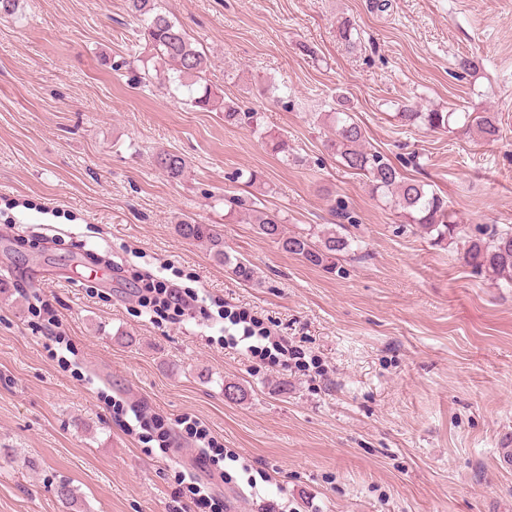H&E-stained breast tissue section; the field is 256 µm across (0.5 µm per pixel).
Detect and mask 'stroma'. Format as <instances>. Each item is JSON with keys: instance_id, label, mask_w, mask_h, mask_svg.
Wrapping results in <instances>:
<instances>
[{"instance_id": "1", "label": "stroma", "mask_w": 512, "mask_h": 512, "mask_svg": "<svg viewBox=\"0 0 512 512\" xmlns=\"http://www.w3.org/2000/svg\"><path fill=\"white\" fill-rule=\"evenodd\" d=\"M159 3L257 126L163 78L137 83L150 51L126 0H21L0 19V512L188 503L193 445L162 458L116 419V398L168 427L195 417L241 455L225 477L200 474L226 512H512V288L403 223L326 146L328 113H348L466 234L512 226V0ZM410 102L494 113L498 136L403 125ZM162 148L187 160L183 178L155 168ZM253 196L292 234L344 208L351 250L330 271L286 253L225 204ZM185 218L215 225L257 282L176 235ZM157 272L253 309L326 376L221 348V323L200 316L151 323L127 280ZM63 479L75 507L55 495Z\"/></svg>"}]
</instances>
